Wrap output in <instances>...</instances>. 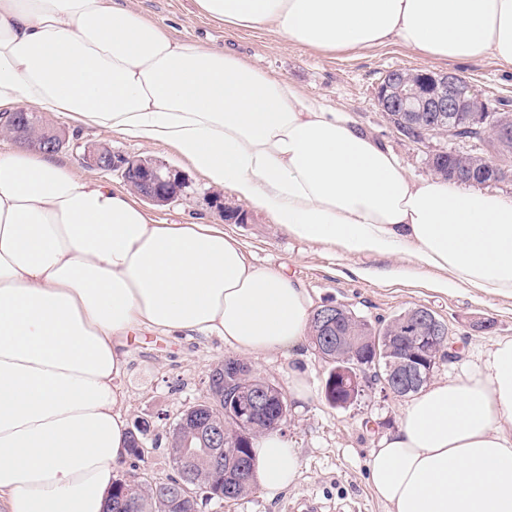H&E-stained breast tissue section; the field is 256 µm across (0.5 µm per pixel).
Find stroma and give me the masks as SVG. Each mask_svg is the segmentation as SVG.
I'll list each match as a JSON object with an SVG mask.
<instances>
[{
	"label": "stroma",
	"instance_id": "1",
	"mask_svg": "<svg viewBox=\"0 0 512 512\" xmlns=\"http://www.w3.org/2000/svg\"><path fill=\"white\" fill-rule=\"evenodd\" d=\"M123 2L177 41L236 51L274 76L292 81L305 95L347 112L359 128L397 154L416 178L429 176L433 154L454 144L442 135L417 142L389 123L375 99L376 87L387 71H452L465 77L491 106L512 112V68L492 58L466 65L437 63L397 45L356 54L320 53L266 30L226 29L198 12L194 0ZM48 120L68 138L66 146L56 152V159L77 167L84 177L117 189L126 186L118 173L79 165L78 154L91 144H106L127 156L150 158L173 170L183 183L178 198L164 205H144L157 222L191 224L203 219L223 225L243 242L256 264L284 266L288 276L306 288L314 307L342 304L372 321L426 307L447 323L451 340L475 351L491 340L512 338V297L467 290L448 295L432 292L428 283L441 278V271L417 269L409 255L345 256L331 245L297 241L268 215L253 209L248 210L244 223L227 221L211 207L209 199L219 194L232 205L235 197L218 193L172 147L146 146L95 129L76 130L61 114L49 115ZM454 146L461 151L472 148L468 142ZM357 267L372 268L377 275L354 276ZM127 350L128 365L122 377L124 410L130 424L146 425L148 444L144 460L126 465L125 471L148 479L163 478L173 472L170 442L176 417L207 397L210 370L231 351L216 336H168L149 330L131 334ZM251 367L283 388L291 371L299 369L307 374L311 396L305 403H292L289 419L281 428L300 455L299 474L276 498H267L257 489L235 501L203 503L200 512H289V503L303 496L326 506L347 504L359 512H384L370 490L368 465L381 435L395 428L403 400L383 395L380 387L373 386L348 408L329 405L322 393L327 366L308 344L300 358L271 354L252 361Z\"/></svg>",
	"mask_w": 512,
	"mask_h": 512
}]
</instances>
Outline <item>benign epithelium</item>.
I'll return each mask as SVG.
<instances>
[{"label":"benign epithelium","mask_w":512,"mask_h":512,"mask_svg":"<svg viewBox=\"0 0 512 512\" xmlns=\"http://www.w3.org/2000/svg\"><path fill=\"white\" fill-rule=\"evenodd\" d=\"M376 99L381 111L387 112H486L488 106L474 87L451 72L416 73L411 70L398 71L383 79L376 89ZM12 121L10 136L24 146L40 142L52 151L62 148L61 133L39 118L34 108H22L19 117ZM82 164L91 169L119 172L125 182H133L140 188V195L149 202L163 205L176 198L175 185L179 178L170 169L151 159H129L115 153L108 146H91L81 156ZM348 316L344 305H326L314 310L311 320L322 331L317 352L329 361H336V384L342 389L337 405L352 404L362 392L360 359L347 352L345 339L336 335V327ZM421 334L418 336H380L365 339L376 357L385 367V390L396 397H406L427 384L432 376L434 364L442 361L448 336L439 330L436 320L426 312L416 313ZM224 377H231L238 384L233 403L216 415L210 410L211 402L204 401L194 406L184 416V421L196 416L206 418L208 429L202 439L218 448L224 443L237 447L249 436L254 422L263 419L268 428H281L288 418L290 404L286 394L276 384L264 381L260 385L243 382L240 366L233 359L222 361ZM276 395V416L267 413L270 396ZM121 503L130 507L143 490L145 482L138 475L122 481Z\"/></svg>","instance_id":"7a95c632"}]
</instances>
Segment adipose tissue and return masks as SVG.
<instances>
[{
	"label": "adipose tissue",
	"instance_id": "adipose-tissue-1",
	"mask_svg": "<svg viewBox=\"0 0 512 512\" xmlns=\"http://www.w3.org/2000/svg\"><path fill=\"white\" fill-rule=\"evenodd\" d=\"M229 29L322 52L399 45L512 66V0H196ZM166 144L302 242L411 254L435 291L512 295V198L412 177L344 113L231 51L180 43L117 0H0V110ZM312 299L220 224H158L127 190L52 153L0 152V512H104L129 457L125 338L222 336L295 358ZM268 497L297 478L277 432L254 442ZM385 512H512V339L415 394L369 461Z\"/></svg>",
	"mask_w": 512,
	"mask_h": 512
}]
</instances>
